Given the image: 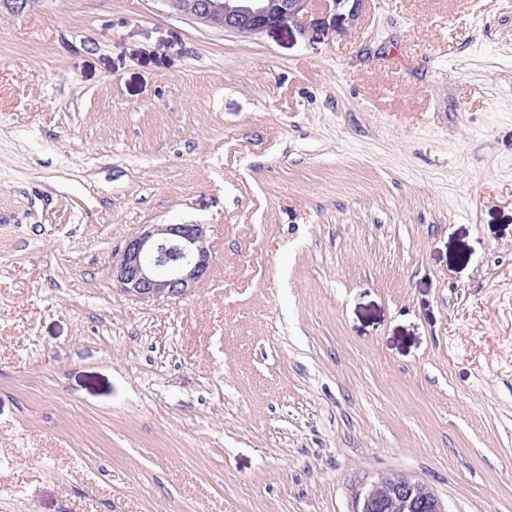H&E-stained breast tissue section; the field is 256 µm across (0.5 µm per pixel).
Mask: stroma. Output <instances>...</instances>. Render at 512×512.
<instances>
[{"mask_svg":"<svg viewBox=\"0 0 512 512\" xmlns=\"http://www.w3.org/2000/svg\"><path fill=\"white\" fill-rule=\"evenodd\" d=\"M206 280L126 299L147 224ZM512 512V5L249 36L0 14V512ZM212 265L207 225L147 224L112 259V279L131 301L181 299L205 280ZM385 489V495L378 494ZM353 512H447L441 499L413 475L382 473L362 484Z\"/></svg>","mask_w":512,"mask_h":512,"instance_id":"1","label":"stroma"}]
</instances>
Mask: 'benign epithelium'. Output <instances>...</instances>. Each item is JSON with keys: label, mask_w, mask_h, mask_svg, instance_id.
Here are the masks:
<instances>
[{"label": "benign epithelium", "mask_w": 512, "mask_h": 512, "mask_svg": "<svg viewBox=\"0 0 512 512\" xmlns=\"http://www.w3.org/2000/svg\"><path fill=\"white\" fill-rule=\"evenodd\" d=\"M42 0H0L19 16ZM178 18L217 30L259 35L285 22L314 18L345 33L361 22L366 0H161ZM212 265L205 224H147L112 259V280L129 300L181 299L198 288ZM353 512H447L441 499L413 475L382 473L362 484Z\"/></svg>", "instance_id": "7a95c632"}]
</instances>
